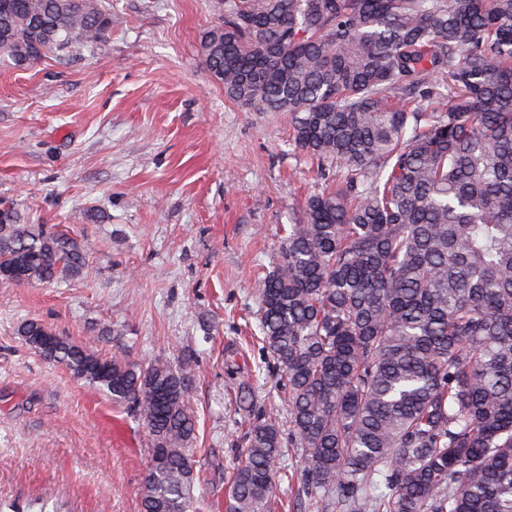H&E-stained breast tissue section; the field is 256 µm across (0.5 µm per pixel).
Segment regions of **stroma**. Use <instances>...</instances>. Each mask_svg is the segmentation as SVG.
<instances>
[{
	"mask_svg": "<svg viewBox=\"0 0 512 512\" xmlns=\"http://www.w3.org/2000/svg\"><path fill=\"white\" fill-rule=\"evenodd\" d=\"M101 3L105 41L0 64V202L87 259L66 282H0V512H39L47 491L70 512H140L149 460L141 421L25 344L31 318L108 357L193 360L197 493L224 512L244 432L226 363L288 422L257 288L327 183L279 114L210 79L216 0Z\"/></svg>",
	"mask_w": 512,
	"mask_h": 512,
	"instance_id": "1",
	"label": "stroma"
}]
</instances>
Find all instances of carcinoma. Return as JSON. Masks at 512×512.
Instances as JSON below:
<instances>
[{"instance_id":"carcinoma-1","label":"carcinoma","mask_w":512,"mask_h":512,"mask_svg":"<svg viewBox=\"0 0 512 512\" xmlns=\"http://www.w3.org/2000/svg\"><path fill=\"white\" fill-rule=\"evenodd\" d=\"M200 53L230 101L277 112L336 189L309 197L260 281L262 352L289 425L237 383L225 512H512V0H219ZM112 31L99 0H0V59ZM64 233L0 207V275L77 277ZM18 334L148 430L141 512H192L191 361ZM299 452L289 472L283 448Z\"/></svg>"}]
</instances>
